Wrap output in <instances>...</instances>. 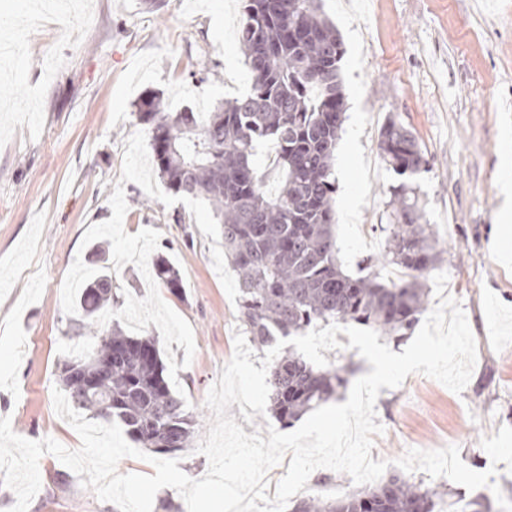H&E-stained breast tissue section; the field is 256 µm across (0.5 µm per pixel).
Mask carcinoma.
I'll list each match as a JSON object with an SVG mask.
<instances>
[{"label": "carcinoma", "mask_w": 512, "mask_h": 512, "mask_svg": "<svg viewBox=\"0 0 512 512\" xmlns=\"http://www.w3.org/2000/svg\"><path fill=\"white\" fill-rule=\"evenodd\" d=\"M238 43L249 66L245 93L210 112H167L150 95L137 113L166 188L207 202L224 225L244 331L263 346L317 322L351 321L404 338L426 311L427 278L438 259L436 232L421 223L411 183L430 167L415 135L390 117L379 139L383 161L403 181L389 189L391 223L374 264L409 275L398 282L376 271L352 277L341 268L334 232V151L344 112L336 27L322 17L318 0H242ZM268 142L274 156L266 169L255 157ZM153 266L165 287L181 293L180 272L166 256L157 255ZM78 306L95 342L62 369L69 400L96 418L118 420L132 441L156 454L190 447L196 422L164 376L155 338L94 323L112 308L109 267L85 284ZM109 355L112 370L100 379V391L81 396L78 375L100 372ZM348 372L346 365L317 369L293 347L284 349L270 368L272 413L291 425L338 396ZM442 502L444 494L393 476L338 499L310 495L292 512H439Z\"/></svg>", "instance_id": "carcinoma-1"}]
</instances>
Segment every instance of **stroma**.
Masks as SVG:
<instances>
[{
    "mask_svg": "<svg viewBox=\"0 0 512 512\" xmlns=\"http://www.w3.org/2000/svg\"><path fill=\"white\" fill-rule=\"evenodd\" d=\"M341 36L343 130L357 128L354 157H335L336 237L349 275L385 250L393 175L378 143L396 117L416 136L430 170L415 182L441 260L428 304L452 297L476 342L471 379L455 394L422 374L381 388L374 449L399 474L408 449L455 445L472 470L496 468L483 437L512 427V254L498 235L504 165H512V0H322ZM17 54L0 66V417L30 440L81 445L53 404L59 368L86 343L83 318L62 309L75 258L99 268L85 231L111 218L127 139L146 95L167 111L207 112L248 87L238 47L241 0H55L50 11L12 0ZM123 226L159 232L158 253L179 269L184 291L160 288L192 327L196 352L172 345L196 438L208 432L207 393L242 332L238 306L214 268L211 237L188 207L123 183ZM41 488L28 512H118L82 487L54 455L39 461Z\"/></svg>",
    "mask_w": 512,
    "mask_h": 512,
    "instance_id": "35a3bbf8",
    "label": "stroma"
}]
</instances>
